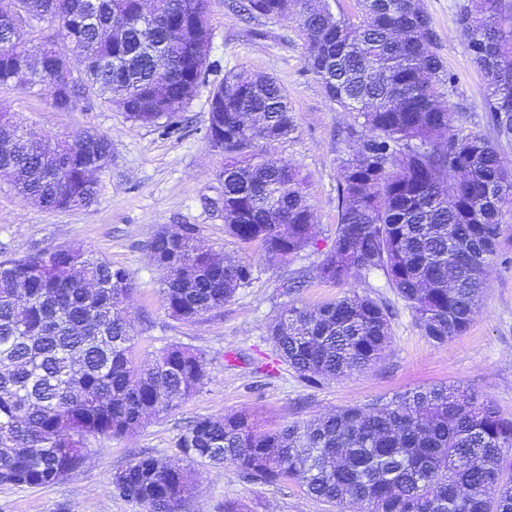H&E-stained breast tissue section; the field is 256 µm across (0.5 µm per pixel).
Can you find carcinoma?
<instances>
[{"instance_id": "obj_1", "label": "carcinoma", "mask_w": 512, "mask_h": 512, "mask_svg": "<svg viewBox=\"0 0 512 512\" xmlns=\"http://www.w3.org/2000/svg\"><path fill=\"white\" fill-rule=\"evenodd\" d=\"M31 38L0 46V84L47 93L59 112L90 91L139 125L170 130L207 55L178 35L189 19L210 35L208 0H14ZM313 0H233L238 12L293 20L306 45L308 72L328 100L353 113L355 145L341 159L338 224L317 276L345 287L310 311L290 303L270 325L279 360L310 386L373 366L391 340L392 311L359 293L372 270L439 344L461 335L478 309L512 202V164L485 137L453 123L448 88L457 81L435 51L436 33L415 0H359L354 18L312 7ZM55 27L44 34L43 24ZM456 25L485 82L486 110L498 137L512 138V4L464 0ZM83 56L47 78L28 54ZM224 141L225 233L259 245L269 262L317 246L305 178L292 162L258 156V141L288 138L294 115L270 77L231 71L214 88ZM0 112V179L23 200L50 210L88 207L112 143L74 131L52 146L36 132L18 135ZM170 315L192 322L253 280L252 266L217 260L192 229L150 242ZM97 282L103 290L92 292ZM134 291L123 267L86 252L56 260L43 252L0 259V485L48 487L76 470L97 436L134 432L204 384V359L181 344L159 349L140 367L125 305ZM177 448L191 463L231 467L253 483H296L336 512H512V420L467 389L432 385L367 407H345L307 423L261 430L245 412L194 420ZM195 487L184 467L143 454L112 477V493L145 512H182Z\"/></svg>"}]
</instances>
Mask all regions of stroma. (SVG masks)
Wrapping results in <instances>:
<instances>
[{"label":"stroma","mask_w":512,"mask_h":512,"mask_svg":"<svg viewBox=\"0 0 512 512\" xmlns=\"http://www.w3.org/2000/svg\"><path fill=\"white\" fill-rule=\"evenodd\" d=\"M460 2L424 0L437 34L436 51L457 76L448 91L454 123L495 141L501 156L512 162V140L497 137L484 108L483 76L457 32ZM208 20V73L175 116L177 131L171 135L132 124L125 113L96 101L60 112L48 95L0 86V110L48 138L85 129L112 142V161L96 176L99 196L92 206L47 210L22 201L0 180V257L67 247L128 269L135 283L126 313L135 336L134 363L180 343L202 354L206 370L200 391L176 409L150 417L132 434L91 440L82 464L59 484L0 485V512H143L137 503L113 495V474L141 454L183 464L176 442L184 427L200 417L244 411L261 426L277 427L422 386L454 384L491 400L512 418V212L504 217L479 311L461 336L444 344L428 339L383 273L372 271L356 281V289L394 311L392 340L375 366L315 388L277 361L269 326L289 302L313 309L343 292L317 278L316 268L335 237L339 160L348 151L339 133L353 115L330 104L307 72L304 39L292 20L263 15L245 20L231 9L230 0H209ZM230 71L275 77L295 117L296 129L288 139L257 143L255 151L299 166L307 181L317 245L273 264L260 247H242L224 230V154L211 146L207 130L212 91ZM187 225L205 247L254 267L250 287L193 322L169 315L160 292L162 273L149 252L159 231L178 233ZM295 278L305 286L291 296L283 284ZM190 474L198 492L185 512H224L228 500L241 502L247 512H335L289 481L251 483L233 469L200 463L191 466Z\"/></svg>","instance_id":"1"}]
</instances>
